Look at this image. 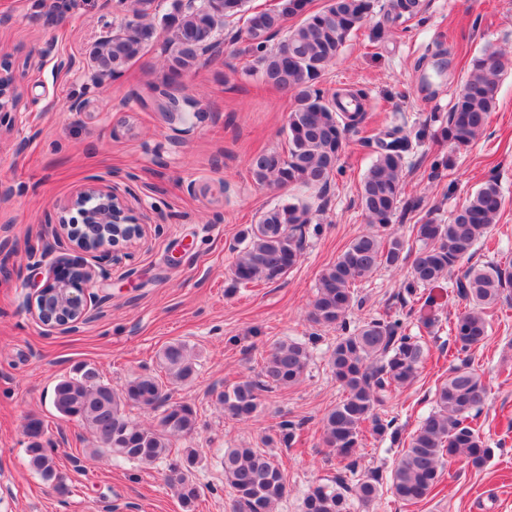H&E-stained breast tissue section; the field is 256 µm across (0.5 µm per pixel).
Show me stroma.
<instances>
[{"label": "stroma", "instance_id": "obj_1", "mask_svg": "<svg viewBox=\"0 0 512 512\" xmlns=\"http://www.w3.org/2000/svg\"><path fill=\"white\" fill-rule=\"evenodd\" d=\"M388 4L375 0L321 82L328 93H362L369 119L349 136L338 172L318 190L276 189L253 177L255 154L286 152L293 101L250 74L239 24L218 30L217 46L184 78L192 107L173 120L154 103L165 81L161 41L115 76L99 74L90 58L96 43L135 21L133 0H0V17L9 19L0 26V72L15 76L18 109L29 116L22 131L0 120V512H182L164 483L166 463L93 454L92 434L52 405L56 381L76 365L95 367L118 390L136 376L159 375L157 353L175 340L188 344L195 366L173 398L198 416L197 433L174 442L199 455L194 475L204 493L196 512H235L221 465L228 448H258L282 461L287 494L276 512H302L312 485L344 474L321 440L320 420L343 390L329 364L340 333L309 319L319 278L369 229L357 195L375 158L369 138L395 126L414 137L420 125L445 115L473 58L488 45L507 50L508 65L484 132L460 152L414 138L391 229L413 241L414 224L430 213L449 220L493 178L505 205L470 262L512 260V0H424L419 17L381 35L377 25ZM443 153L447 170L429 179ZM92 177L125 195L145 234L130 246L129 259L97 260L94 317L51 335L32 319L25 296L45 280L38 260L54 242L51 220L77 219L68 203ZM291 197L315 211L298 265L274 284L233 286L244 230ZM406 276V268L382 267L354 285L350 327L400 317L421 338L426 363L383 409L398 438L369 435L356 450L360 472H375L380 495L352 512H512V295L499 302L487 338L468 354L488 389L477 422L491 457L479 468L447 460L439 488L419 504L404 505L391 493L395 460L459 362L448 322L464 307L445 280L407 297ZM283 340L308 345L304 379L263 394L249 420L225 416L217 392L256 377L271 346ZM32 416L47 427L67 495L27 466L24 426ZM285 418L304 425L301 443L290 449L278 441ZM344 476L347 484L357 481Z\"/></svg>", "mask_w": 512, "mask_h": 512}]
</instances>
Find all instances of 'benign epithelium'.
Masks as SVG:
<instances>
[{"label": "benign epithelium", "instance_id": "1", "mask_svg": "<svg viewBox=\"0 0 512 512\" xmlns=\"http://www.w3.org/2000/svg\"><path fill=\"white\" fill-rule=\"evenodd\" d=\"M70 206L80 211L83 225L72 229L65 220H58L54 235L62 250L83 253L96 260L107 237H112V245L116 246L122 240L142 235L139 225L130 235L123 233L126 225L134 223L130 210L122 196L98 178L78 192ZM47 267V279L34 298L28 299V309L47 331L65 333L91 317V307L96 305V296L91 292L96 271L92 263L69 256H56Z\"/></svg>", "mask_w": 512, "mask_h": 512}]
</instances>
